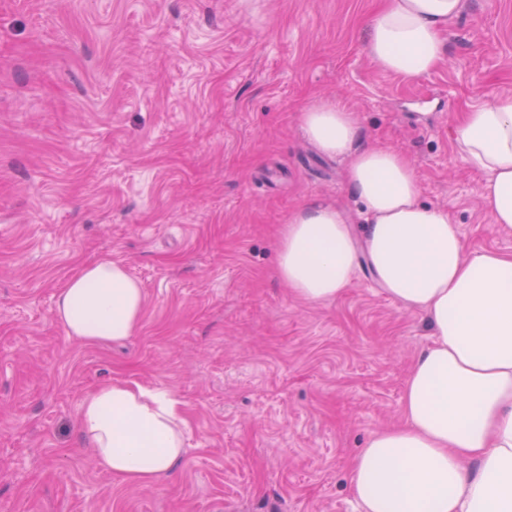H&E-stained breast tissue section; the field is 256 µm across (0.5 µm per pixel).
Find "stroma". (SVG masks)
Wrapping results in <instances>:
<instances>
[{"instance_id": "stroma-1", "label": "stroma", "mask_w": 512, "mask_h": 512, "mask_svg": "<svg viewBox=\"0 0 512 512\" xmlns=\"http://www.w3.org/2000/svg\"><path fill=\"white\" fill-rule=\"evenodd\" d=\"M381 0H0V512H360L351 464L402 420L420 313L361 265L307 303L276 274L283 224L324 200L360 229L345 162L298 114L354 112L414 163L467 252L512 253L450 127L512 94V0H463L448 54L407 81L364 51ZM108 259L142 286L130 338L86 344L58 292ZM168 390L188 423L161 481L102 471L79 434L98 386Z\"/></svg>"}]
</instances>
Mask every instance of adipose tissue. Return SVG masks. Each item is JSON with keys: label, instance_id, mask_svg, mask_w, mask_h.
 Segmentation results:
<instances>
[{"label": "adipose tissue", "instance_id": "1", "mask_svg": "<svg viewBox=\"0 0 512 512\" xmlns=\"http://www.w3.org/2000/svg\"><path fill=\"white\" fill-rule=\"evenodd\" d=\"M461 11L462 0H384L366 52L389 74L424 77L444 60L443 33ZM298 125L323 154L346 159L365 224L357 235L335 205L300 206L282 231L278 277L306 302L332 301L366 257L377 284L422 312L432 336L405 383L403 425L372 434L353 460V497L362 512H512V253H466L447 211L422 202L413 163L361 146L341 101L314 100ZM450 138L457 157L484 175L482 208L512 233V96L472 106ZM142 309L140 283L100 260L59 291L54 316L69 337L94 344L134 335ZM79 426L98 466L131 485L167 477L185 451L179 401L134 381L89 394Z\"/></svg>", "mask_w": 512, "mask_h": 512}]
</instances>
